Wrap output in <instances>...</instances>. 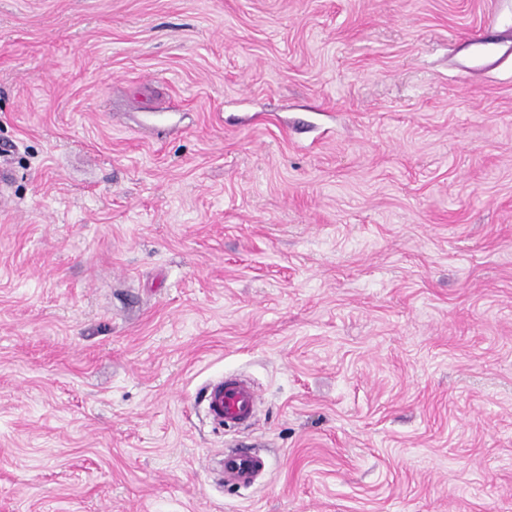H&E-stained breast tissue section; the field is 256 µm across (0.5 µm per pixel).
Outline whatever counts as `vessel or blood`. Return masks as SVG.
Instances as JSON below:
<instances>
[{
	"label": "vessel or blood",
	"instance_id": "1",
	"mask_svg": "<svg viewBox=\"0 0 512 512\" xmlns=\"http://www.w3.org/2000/svg\"><path fill=\"white\" fill-rule=\"evenodd\" d=\"M204 401L209 416L217 424L247 423L255 415L259 395L250 382L228 374L209 384ZM267 469V459L254 451H227L222 456L221 480L249 489L254 486L257 476Z\"/></svg>",
	"mask_w": 512,
	"mask_h": 512
}]
</instances>
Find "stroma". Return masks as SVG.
<instances>
[{
    "mask_svg": "<svg viewBox=\"0 0 512 512\" xmlns=\"http://www.w3.org/2000/svg\"><path fill=\"white\" fill-rule=\"evenodd\" d=\"M0 172V512H512V0H0ZM204 401L217 424L248 423L254 418L259 395L250 382L228 374L209 384ZM268 461L251 450L224 451L222 455L221 481L239 489H249L255 485L260 473L267 471Z\"/></svg>",
    "mask_w": 512,
    "mask_h": 512,
    "instance_id": "1",
    "label": "stroma"
}]
</instances>
